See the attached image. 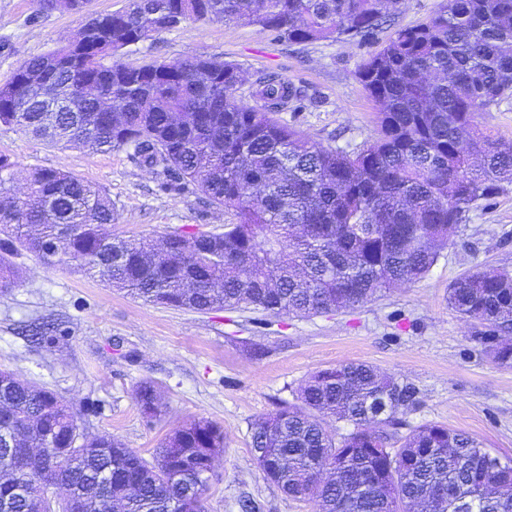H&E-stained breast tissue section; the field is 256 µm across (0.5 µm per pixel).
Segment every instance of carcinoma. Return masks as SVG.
<instances>
[{
    "instance_id": "1",
    "label": "carcinoma",
    "mask_w": 512,
    "mask_h": 512,
    "mask_svg": "<svg viewBox=\"0 0 512 512\" xmlns=\"http://www.w3.org/2000/svg\"><path fill=\"white\" fill-rule=\"evenodd\" d=\"M40 11L80 13L88 0H38ZM389 0H128L105 13L96 39L54 67L38 57L0 86V124L51 145L130 149L161 169L163 191L199 190L232 213L224 232L168 234L151 249L107 237L118 213L101 189L59 169H36L17 196V162L0 152V293L14 288L31 254L68 266L145 302L199 312L261 310L306 317L358 308L424 277L462 217L512 185V141L472 128L476 109L512 96V0H442L425 23L394 31L357 75L378 106V134L347 150L311 142L275 114L300 92L275 75L258 81L261 110L233 99L242 68L198 55L131 66L125 47L179 22L224 19L292 43L369 39L391 21ZM41 70L46 98L21 77ZM110 101L112 114L98 106ZM57 249L45 253V239ZM448 306L485 326L482 344L512 367V273L466 274ZM136 398L149 418L164 401L150 381ZM419 404L411 382L364 363L314 372L298 402L251 426L264 479L321 512H445L441 493L465 488L469 512H512V460L439 424L398 436L401 411ZM344 423V433L329 422ZM69 449L41 460L47 437ZM224 434L205 418L167 435L155 462L110 435L84 436L56 393L0 370V505L44 512L49 488L68 512H201V495Z\"/></svg>"
}]
</instances>
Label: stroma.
I'll return each instance as SVG.
<instances>
[{
    "mask_svg": "<svg viewBox=\"0 0 512 512\" xmlns=\"http://www.w3.org/2000/svg\"><path fill=\"white\" fill-rule=\"evenodd\" d=\"M127 0H89L85 14L42 13L36 0H0V83L24 63L67 42L86 14L123 9ZM441 0H404L392 27L366 42L356 39L292 44L257 26L221 19L185 22L122 51L139 65L155 59L204 55L234 61L245 80L238 104L263 107L259 79L275 74L303 93L301 111L281 113L312 142L351 149L376 135V106L356 72L392 29L427 21ZM0 151L12 155L13 193L31 170L62 169L104 190L118 218L106 233L150 242L161 235L220 231L232 217L200 192L166 193L151 169L130 162L127 150L95 152L53 146L0 124ZM19 284L0 294V369L46 387L68 402L88 437L112 435L153 459L167 433L194 418L218 423L224 452L202 495L204 512H320L256 468L251 425L283 403L319 369L346 362L377 366L415 384L420 403L406 411L407 428L428 423L466 433L501 459H512V367L498 365L479 337L481 323L448 305V286L481 270H512V186L480 202L422 279L408 282L354 310L258 321L251 310L196 312L147 303L65 266L20 258ZM152 381L166 410L147 420L135 397ZM103 405L87 414L89 401Z\"/></svg>",
    "mask_w": 512,
    "mask_h": 512,
    "instance_id": "35a3bbf8",
    "label": "stroma"
}]
</instances>
